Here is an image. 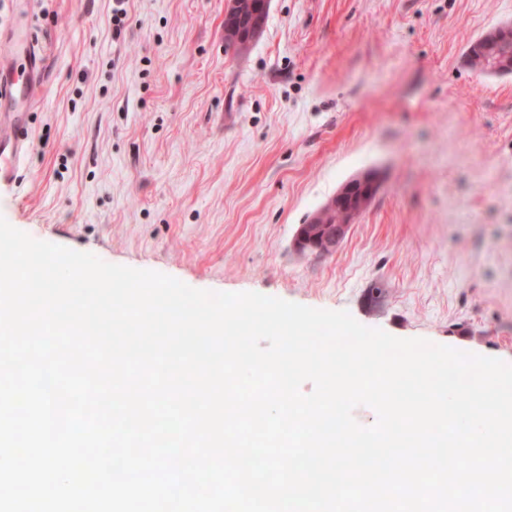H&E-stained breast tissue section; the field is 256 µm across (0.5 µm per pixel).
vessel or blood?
<instances>
[{
    "instance_id": "1",
    "label": "vessel or blood",
    "mask_w": 512,
    "mask_h": 512,
    "mask_svg": "<svg viewBox=\"0 0 512 512\" xmlns=\"http://www.w3.org/2000/svg\"><path fill=\"white\" fill-rule=\"evenodd\" d=\"M7 42L10 54L0 59V185L15 184L32 149L29 117L45 77L43 54L26 29H12Z\"/></svg>"
}]
</instances>
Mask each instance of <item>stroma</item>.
Returning <instances> with one entry per match:
<instances>
[{
	"instance_id": "stroma-1",
	"label": "stroma",
	"mask_w": 512,
	"mask_h": 512,
	"mask_svg": "<svg viewBox=\"0 0 512 512\" xmlns=\"http://www.w3.org/2000/svg\"><path fill=\"white\" fill-rule=\"evenodd\" d=\"M226 0H0L48 63L34 148L0 215L34 239L172 276L348 311L512 364V72L468 52L512 0H271L224 50ZM382 188L343 243L300 224L353 176Z\"/></svg>"
}]
</instances>
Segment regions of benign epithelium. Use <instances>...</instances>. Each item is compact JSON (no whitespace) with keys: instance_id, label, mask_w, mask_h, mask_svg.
Wrapping results in <instances>:
<instances>
[{"instance_id":"benign-epithelium-1","label":"benign epithelium","mask_w":512,"mask_h":512,"mask_svg":"<svg viewBox=\"0 0 512 512\" xmlns=\"http://www.w3.org/2000/svg\"><path fill=\"white\" fill-rule=\"evenodd\" d=\"M269 8L270 0H257L249 16L244 18L236 13L235 0H226L224 23L238 31L244 43L251 45L262 35L266 27ZM382 185V176L375 169H368L346 181L308 220L310 224L325 225L321 244L312 247V241L300 228L295 236V247L302 252L312 248L325 254L335 251L343 242L356 217L371 205ZM338 206L345 209V218L340 224H331L329 217Z\"/></svg>"}]
</instances>
